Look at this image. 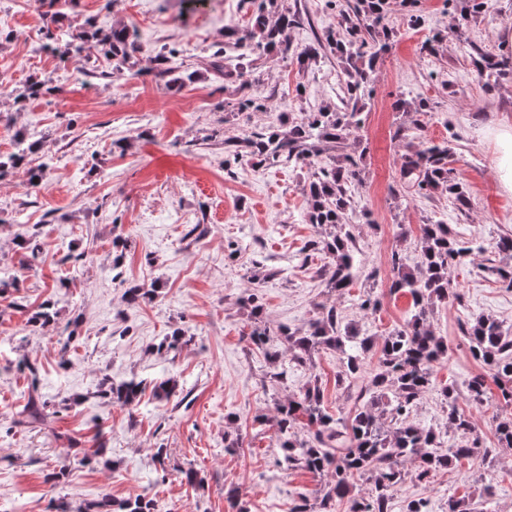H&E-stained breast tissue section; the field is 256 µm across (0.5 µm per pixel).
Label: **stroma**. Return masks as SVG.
<instances>
[{
  "label": "stroma",
  "instance_id": "stroma-1",
  "mask_svg": "<svg viewBox=\"0 0 512 512\" xmlns=\"http://www.w3.org/2000/svg\"><path fill=\"white\" fill-rule=\"evenodd\" d=\"M300 25L288 29L287 54L252 59L265 96L263 109L224 122L234 84L212 69L224 47V32L246 30L253 0H0V155L41 143L51 169L35 186L23 173L0 180V512L21 501L25 512H54L62 501L79 505L104 496L149 497L157 512H290L318 482L303 470L278 471L277 438L266 423L277 402L320 380L323 405L334 415L353 412L358 385L336 383L339 354L322 348L305 363L286 365L282 384L272 385L262 351L250 344L252 324L243 306L255 293L271 328L305 327L320 303L336 304L362 335L381 337L408 320L411 300L390 291L391 255L415 257L420 226L437 214L479 252L452 265L448 276L458 298L435 304L430 325L448 346L432 368V389L412 413L419 426L436 432L441 445L455 439L440 389L463 385L483 371L460 326L484 316L512 331V287L493 269L511 266L496 242L512 234V195L497 180V149L486 128L512 122V75L485 85L453 33L454 17L444 0H422V19L411 24L401 0H391L386 23L395 32L370 76V97L349 151L361 155V206L368 220L350 216L360 260L358 276L344 294L328 292L324 265L308 244L316 230L307 220L306 185L311 167L248 164L226 168L224 142L246 130L301 119L335 102L340 69L335 56L308 64L297 57L316 37L336 26L330 0H284ZM125 26L135 33L134 65L112 73V59L96 43L84 45L82 63L60 51L86 25ZM512 29V0H487L470 37L500 53L502 33ZM445 36L436 55L421 47L435 32ZM61 35L49 42L48 33ZM176 49L173 65L193 74L181 90L169 89L154 64L165 48ZM49 81L53 92L21 98L32 79ZM428 100L423 130L397 101ZM409 139L396 140L399 126ZM451 141V165L466 185L472 205L459 210L447 194L395 198L400 157L407 145ZM37 231L41 251L28 260L17 236ZM122 239L123 278L155 289L152 301L124 302L113 279L115 250ZM75 259L64 262L65 254ZM19 289H11L13 277ZM375 311L360 307L364 298ZM60 312L58 325H29L27 312L44 300ZM74 332H67L69 321ZM182 329L190 341L159 350L162 339ZM67 366H60L61 357ZM28 359L37 369L20 367ZM146 383L134 405L102 400V378ZM173 377L179 392L157 397L155 381ZM47 403L37 426L17 424L30 390ZM479 445L496 451L493 493L487 512H512V449L499 448L493 415L512 407L490 387L483 407H469ZM241 435L236 453L225 434ZM105 461H84L96 445ZM166 449L157 463V449ZM66 468L57 485L47 473ZM197 470L203 486L188 484L183 469ZM480 457L437 472L430 481L408 466L396 487L391 512L409 499L424 498L429 512H445L449 498L478 495Z\"/></svg>",
  "mask_w": 512,
  "mask_h": 512
}]
</instances>
